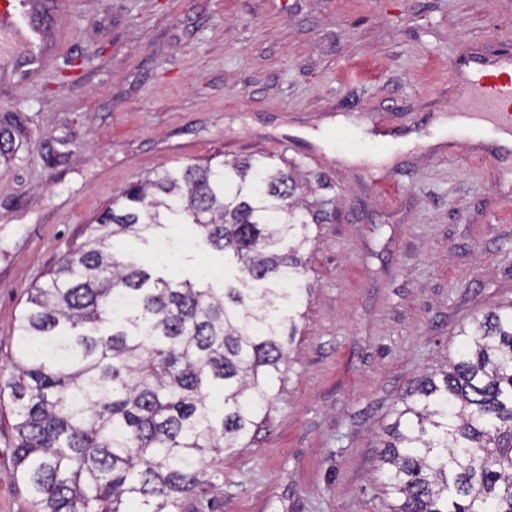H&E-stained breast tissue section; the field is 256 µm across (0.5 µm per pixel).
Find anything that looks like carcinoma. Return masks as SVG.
I'll return each instance as SVG.
<instances>
[{
	"label": "carcinoma",
	"mask_w": 512,
	"mask_h": 512,
	"mask_svg": "<svg viewBox=\"0 0 512 512\" xmlns=\"http://www.w3.org/2000/svg\"><path fill=\"white\" fill-rule=\"evenodd\" d=\"M0 125V155L15 150ZM292 176L262 157L164 168L86 228L17 326L14 466L37 512H184L206 459L243 447L284 380L310 243ZM192 224L224 287L116 249ZM380 452L391 512H512V303L462 328Z\"/></svg>",
	"instance_id": "obj_1"
}]
</instances>
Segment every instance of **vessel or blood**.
<instances>
[{
	"instance_id": "1",
	"label": "vessel or blood",
	"mask_w": 512,
	"mask_h": 512,
	"mask_svg": "<svg viewBox=\"0 0 512 512\" xmlns=\"http://www.w3.org/2000/svg\"><path fill=\"white\" fill-rule=\"evenodd\" d=\"M54 12L52 0L42 9H33L29 0H0V60L38 73L42 58L13 56L10 46L22 38L32 44L43 43ZM461 107L449 113L448 123L470 133L485 132L512 140V54L496 58L493 65L477 62L474 74L460 92Z\"/></svg>"
}]
</instances>
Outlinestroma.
I'll return each instance as SVG.
<instances>
[{
  "mask_svg": "<svg viewBox=\"0 0 512 512\" xmlns=\"http://www.w3.org/2000/svg\"><path fill=\"white\" fill-rule=\"evenodd\" d=\"M38 76L0 62V379L29 288L164 167L263 155L304 192L307 289L285 381L186 512H390L377 455L401 395L512 301V146L438 140L473 61L512 53V0H59ZM81 60L79 71L70 63ZM0 400V512H36Z\"/></svg>",
  "mask_w": 512,
  "mask_h": 512,
  "instance_id": "stroma-1",
  "label": "stroma"
}]
</instances>
